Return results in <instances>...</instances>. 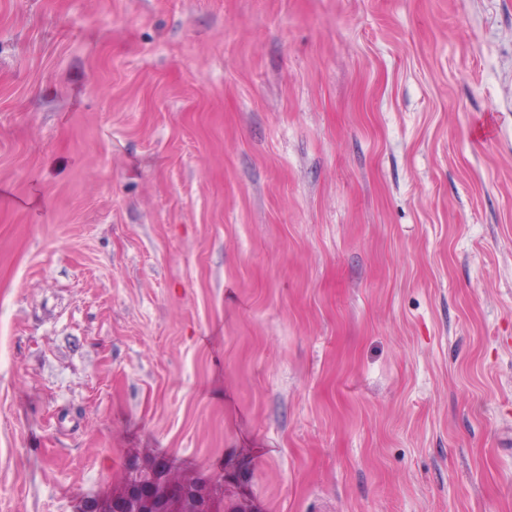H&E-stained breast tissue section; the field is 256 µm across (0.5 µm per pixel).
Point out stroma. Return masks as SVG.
Returning <instances> with one entry per match:
<instances>
[{"mask_svg":"<svg viewBox=\"0 0 512 512\" xmlns=\"http://www.w3.org/2000/svg\"><path fill=\"white\" fill-rule=\"evenodd\" d=\"M512 512V0H0V512ZM162 483V491L160 494L156 496L153 495V489L149 490L152 486L150 483H147L148 489L144 490L140 486V484L134 483H126L125 486L120 490L119 493H114L112 498L102 507H100L98 512H114L113 505L116 501L121 499H130L133 497V494L138 496H142L146 502V508L139 509L138 511L144 512H177L182 510L181 505L183 503V512H198L202 511L203 508L207 507V497L209 496V492L207 491V487H191L189 490V494L183 502V494L184 492L195 483L194 478H183L177 481H170L168 478L161 479ZM206 512H215L216 509H204Z\"/></svg>","mask_w":512,"mask_h":512,"instance_id":"obj_1","label":"stroma"}]
</instances>
